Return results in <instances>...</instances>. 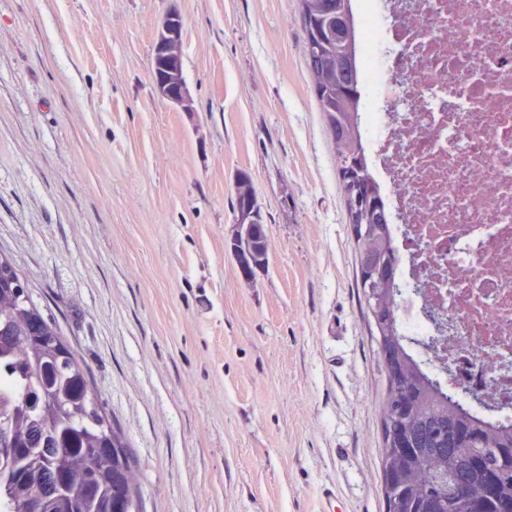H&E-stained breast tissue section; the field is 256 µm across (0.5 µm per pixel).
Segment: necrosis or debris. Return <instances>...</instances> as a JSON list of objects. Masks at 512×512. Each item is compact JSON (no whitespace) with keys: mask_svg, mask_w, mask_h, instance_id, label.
Returning a JSON list of instances; mask_svg holds the SVG:
<instances>
[{"mask_svg":"<svg viewBox=\"0 0 512 512\" xmlns=\"http://www.w3.org/2000/svg\"><path fill=\"white\" fill-rule=\"evenodd\" d=\"M365 154L408 252V334L512 407V0H351Z\"/></svg>","mask_w":512,"mask_h":512,"instance_id":"4bbe7bcc","label":"necrosis or debris"}]
</instances>
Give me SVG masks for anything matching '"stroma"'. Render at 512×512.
I'll use <instances>...</instances> for the list:
<instances>
[{"instance_id":"stroma-1","label":"stroma","mask_w":512,"mask_h":512,"mask_svg":"<svg viewBox=\"0 0 512 512\" xmlns=\"http://www.w3.org/2000/svg\"><path fill=\"white\" fill-rule=\"evenodd\" d=\"M173 2L190 113L151 72ZM302 34L298 0H0V252L88 367L141 512H386L387 380ZM234 209L240 217L239 224H246L248 229L249 224H253L254 240L244 242L241 236L238 240V251L246 250L250 254L251 261L261 266L267 252V238L265 225L260 215V210L257 205V199L251 178L246 173H240L236 179L234 186ZM247 203L248 208L242 209V204Z\"/></svg>"}]
</instances>
